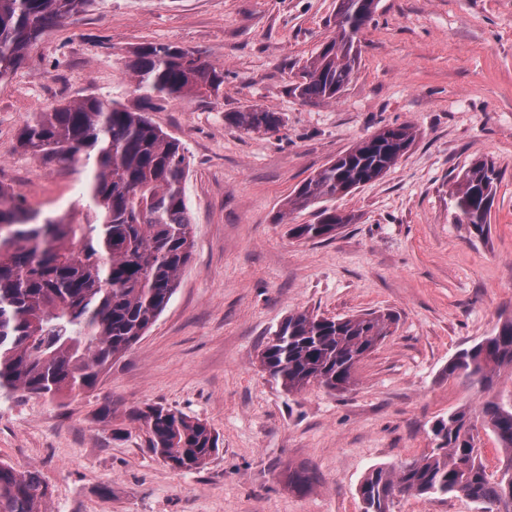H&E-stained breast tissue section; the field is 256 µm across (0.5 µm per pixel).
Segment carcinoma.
<instances>
[{
	"label": "carcinoma",
	"mask_w": 512,
	"mask_h": 512,
	"mask_svg": "<svg viewBox=\"0 0 512 512\" xmlns=\"http://www.w3.org/2000/svg\"><path fill=\"white\" fill-rule=\"evenodd\" d=\"M88 0H0V79L23 60L45 30ZM375 0H339L336 37L307 61L302 98H336L358 58L355 37L371 19ZM144 97L219 94L224 71L195 53L148 44L128 63ZM231 120L246 131H274V112L248 109ZM418 131L387 124L307 178L284 203L280 219L321 199L346 196L382 177L410 149ZM21 148L34 156L92 161L87 220L67 224L40 218L22 197L0 190V393L76 397L139 342L169 304L194 240L183 193L189 161L182 143L139 112L86 98L26 123ZM501 172L479 160L457 176L456 222L484 233ZM351 216L323 208L315 224L290 234L329 238ZM396 323L389 312L328 318L288 315L262 350L260 366L290 394L312 385L345 391L357 365ZM512 370V319L492 336L460 350L448 376L487 395L474 413L459 409L431 427L435 448L398 466H376L359 493L365 512H392L402 497L462 494L483 512H512V394L492 393L495 378ZM149 435L150 451L172 468L198 470L219 451L205 423L160 404L130 413ZM491 432L503 453L498 477L489 476L475 440ZM48 487L35 470L0 463V512H47Z\"/></svg>",
	"instance_id": "cac0c4a2"
}]
</instances>
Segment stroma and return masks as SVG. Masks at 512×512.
Returning <instances> with one entry per match:
<instances>
[{"label":"stroma","mask_w":512,"mask_h":512,"mask_svg":"<svg viewBox=\"0 0 512 512\" xmlns=\"http://www.w3.org/2000/svg\"><path fill=\"white\" fill-rule=\"evenodd\" d=\"M337 0H91L50 27L0 81V187L28 208L86 221L87 169L25 153L24 125L86 97L142 112L187 150L194 250L168 306L97 385L54 399L0 397V463L39 471L51 512H364L369 470L427 453L429 427L483 396L449 360L512 318V0H375L355 73L336 99L292 92L336 34ZM224 71L219 96L142 100L128 67L147 44ZM277 113L274 132L230 116ZM419 130L381 178L328 200L352 221L292 238L317 207L281 218L313 172L386 124ZM502 169L483 235L449 191L481 159ZM396 315L344 393L289 395L258 355L297 311ZM159 403L210 426L201 469L154 456L131 409ZM109 407L112 417L102 420ZM305 471V492L288 482Z\"/></svg>","instance_id":"obj_1"}]
</instances>
